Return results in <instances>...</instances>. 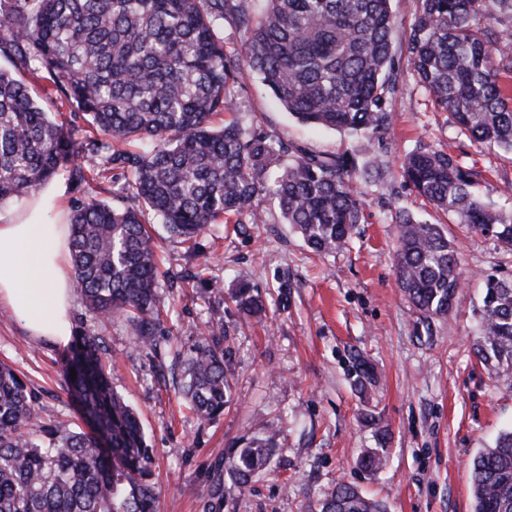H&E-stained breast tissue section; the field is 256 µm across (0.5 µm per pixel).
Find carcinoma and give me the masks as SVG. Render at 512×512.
<instances>
[{
  "label": "carcinoma",
  "instance_id": "1",
  "mask_svg": "<svg viewBox=\"0 0 512 512\" xmlns=\"http://www.w3.org/2000/svg\"><path fill=\"white\" fill-rule=\"evenodd\" d=\"M391 0H0V204L24 198L66 164L85 180L78 159L99 155L125 173L122 205L83 201L71 217L73 284L86 312L134 327L137 343L156 346L161 294L153 213L191 243L213 224H261L253 207L273 193L286 223L319 256L343 250L364 219L358 179L380 175L377 158L323 156L274 147L270 135L234 121L209 126L230 109L228 91L243 74L299 121L371 135L393 122L398 93ZM401 51L436 108L478 148L512 153V0H417ZM243 32L235 55L215 26ZM47 72L57 91L85 115L89 135L65 129L30 93L21 75ZM150 139L131 153V139ZM400 175L418 196L468 231L512 248V216L487 209L474 192L478 172L459 157L419 146ZM394 264L406 299L425 319L446 317L462 284L454 243L441 225L407 211L396 215ZM475 357L512 387V279L482 283ZM257 316L261 295L245 285L231 294ZM211 326L184 360L182 388L198 417L212 421L231 397L225 354ZM74 349L75 384L89 430L45 423L35 397L0 362V512H158L150 484L152 451L137 413L112 391L98 339ZM355 383L375 382L355 358ZM278 433L227 449L224 467L240 487L266 471ZM474 512H512V429L473 460ZM321 512H384L340 482Z\"/></svg>",
  "mask_w": 512,
  "mask_h": 512
}]
</instances>
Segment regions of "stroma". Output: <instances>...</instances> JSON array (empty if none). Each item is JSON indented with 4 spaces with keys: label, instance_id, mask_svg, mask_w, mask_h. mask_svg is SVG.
<instances>
[{
    "label": "stroma",
    "instance_id": "stroma-1",
    "mask_svg": "<svg viewBox=\"0 0 512 512\" xmlns=\"http://www.w3.org/2000/svg\"><path fill=\"white\" fill-rule=\"evenodd\" d=\"M231 101L245 128L315 154H357L367 146L388 171L361 183L365 221L349 248L326 257L305 246L268 193L255 201L264 223L217 224L192 245L153 223L164 297L155 348L138 347L125 320L94 319L75 299V334L98 336L111 359L113 390L140 417L153 451L159 512H319L323 492L341 481L382 501L387 512H473L472 461L512 428V388L492 382L471 353L478 285L489 274L512 277V251L446 223L465 286L450 316L423 319L398 286L393 216L403 209L431 221L435 214L397 176L404 154L426 144L479 171V199L512 215V195L502 193L512 184V154L471 146L408 73L392 105L393 126L369 139L298 122L252 73L234 87ZM83 163L106 176L78 184L61 170L55 182L67 205L113 202L125 182L122 170L100 156ZM242 282L267 297L266 318L245 316L230 301ZM215 322L224 326L233 400L220 418L204 423L180 392L182 357ZM73 351L33 341L0 309V360L27 382L43 421L83 422L79 397L61 376ZM357 353L377 374L364 390L350 376ZM368 411L389 426L388 464L378 474L358 464L377 448L363 418ZM267 425L280 432L272 466L238 488L223 472L224 454L241 439L262 436Z\"/></svg>",
    "mask_w": 512,
    "mask_h": 512
}]
</instances>
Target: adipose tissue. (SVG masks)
Wrapping results in <instances>:
<instances>
[{
	"label": "adipose tissue",
	"instance_id": "obj_1",
	"mask_svg": "<svg viewBox=\"0 0 512 512\" xmlns=\"http://www.w3.org/2000/svg\"><path fill=\"white\" fill-rule=\"evenodd\" d=\"M63 190L49 184L22 205L0 207V306L33 339L67 346L74 292ZM56 221H46L48 212Z\"/></svg>",
	"mask_w": 512,
	"mask_h": 512
}]
</instances>
